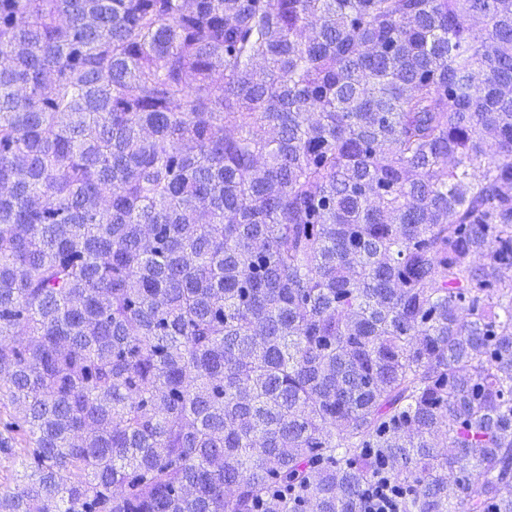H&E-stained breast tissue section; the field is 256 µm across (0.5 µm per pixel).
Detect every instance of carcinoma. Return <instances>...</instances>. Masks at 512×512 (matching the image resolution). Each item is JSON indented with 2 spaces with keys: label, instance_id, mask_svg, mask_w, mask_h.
Listing matches in <instances>:
<instances>
[{
  "label": "carcinoma",
  "instance_id": "cac0c4a2",
  "mask_svg": "<svg viewBox=\"0 0 512 512\" xmlns=\"http://www.w3.org/2000/svg\"><path fill=\"white\" fill-rule=\"evenodd\" d=\"M0 453V512H512V0H0Z\"/></svg>",
  "mask_w": 512,
  "mask_h": 512
}]
</instances>
